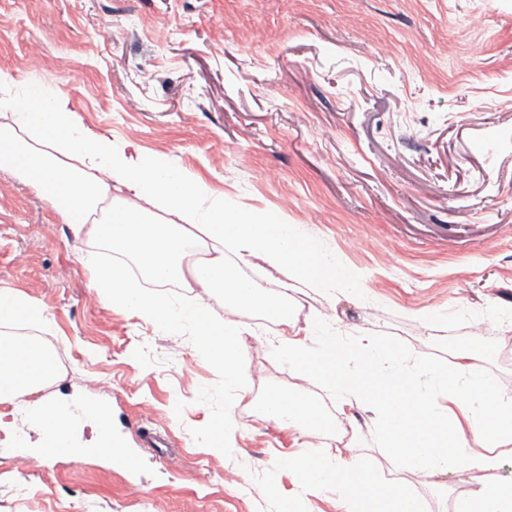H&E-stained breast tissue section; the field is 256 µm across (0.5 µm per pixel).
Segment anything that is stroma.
<instances>
[{
    "mask_svg": "<svg viewBox=\"0 0 512 512\" xmlns=\"http://www.w3.org/2000/svg\"><path fill=\"white\" fill-rule=\"evenodd\" d=\"M0 70L12 78L1 97L64 84L89 129L307 226L361 283L328 296L243 267L287 292L298 321L264 329L258 311L233 313L247 353L228 386L192 327L166 333L100 303L85 242L0 168V288L43 309L60 366L42 395L108 402L154 470L87 456L21 471L20 451L0 445V512H280L286 500L342 512L336 490H302L288 464L310 444L361 457L379 485L437 512L433 479L403 470L374 412L298 382L268 343L321 312L416 363L448 368L453 347L477 348L483 374L512 388V0H0ZM298 385L347 426L344 447L260 414Z\"/></svg>",
    "mask_w": 512,
    "mask_h": 512,
    "instance_id": "35a3bbf8",
    "label": "stroma"
}]
</instances>
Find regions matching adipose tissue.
Wrapping results in <instances>:
<instances>
[{
	"mask_svg": "<svg viewBox=\"0 0 512 512\" xmlns=\"http://www.w3.org/2000/svg\"><path fill=\"white\" fill-rule=\"evenodd\" d=\"M0 166L33 185L75 235L92 243L79 261L102 304L165 332L193 324L197 350L228 385L238 379L245 327L199 304L174 307L155 284L190 283L222 295L228 308L278 319L289 308L287 296L242 279L240 266L281 268L326 293L359 284L300 225L224 198L168 155L115 147L86 128L68 91L51 83L0 102ZM98 244L132 255L153 287L137 286L123 262L101 258ZM273 350L298 379H317L346 405L370 407L384 442L407 468L431 477L470 473L474 487L455 501L454 512H512V486L499 484L500 460L491 449L512 443V390L483 378L477 350H456L449 371L418 365L377 337L349 340L326 314L307 322L303 338ZM440 395L451 410L437 411ZM262 411L310 436L323 424L299 389L269 396ZM291 465L301 487L338 489L343 512H427L425 501L398 485L377 490L372 469L341 454L300 455Z\"/></svg>",
	"mask_w": 512,
	"mask_h": 512,
	"instance_id": "obj_1",
	"label": "adipose tissue"
}]
</instances>
